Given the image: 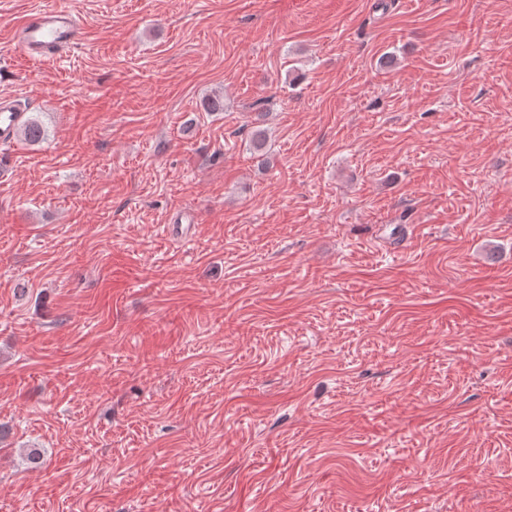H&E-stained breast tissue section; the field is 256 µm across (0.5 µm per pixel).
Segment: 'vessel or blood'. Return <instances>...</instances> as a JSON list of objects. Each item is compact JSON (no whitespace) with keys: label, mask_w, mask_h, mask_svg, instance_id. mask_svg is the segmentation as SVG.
<instances>
[{"label":"vessel or blood","mask_w":512,"mask_h":512,"mask_svg":"<svg viewBox=\"0 0 512 512\" xmlns=\"http://www.w3.org/2000/svg\"><path fill=\"white\" fill-rule=\"evenodd\" d=\"M80 24L68 9L56 4L32 10L23 19L17 34L20 53L41 61L68 53L78 45ZM23 119L22 102L15 96L0 97V145L13 144Z\"/></svg>","instance_id":"obj_1"}]
</instances>
